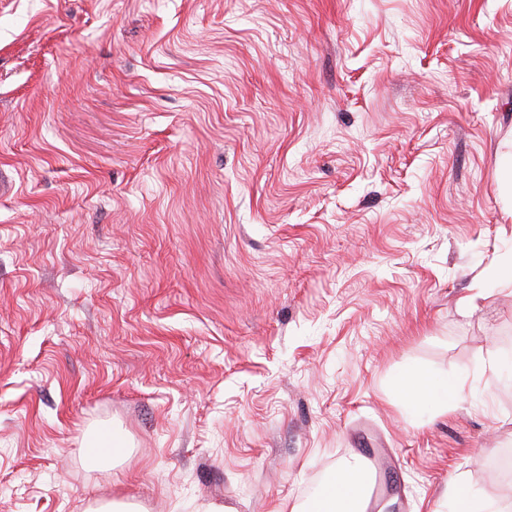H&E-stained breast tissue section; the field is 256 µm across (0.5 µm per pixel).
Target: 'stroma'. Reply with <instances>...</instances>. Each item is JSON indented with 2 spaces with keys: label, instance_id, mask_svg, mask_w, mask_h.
I'll list each match as a JSON object with an SVG mask.
<instances>
[{
  "label": "stroma",
  "instance_id": "obj_1",
  "mask_svg": "<svg viewBox=\"0 0 512 512\" xmlns=\"http://www.w3.org/2000/svg\"><path fill=\"white\" fill-rule=\"evenodd\" d=\"M507 156L512 0H0V512H512ZM401 394L405 400L412 401L430 396L433 383L423 373L410 372L401 379ZM94 442L90 445V443ZM91 448H94L92 453ZM90 465L100 471H108L112 461L124 458L127 452L124 438L111 428H102L93 434L82 448ZM360 452L363 456L360 475V482L364 483L362 497L366 511H370L387 490V469L390 463L381 448H360ZM355 467L347 466L336 469L334 481L327 487L325 491V500L329 507L325 504H315L313 508L316 510H304L299 507L292 506L291 512H320V511H336V512H354L357 510V502L355 498ZM448 499L453 503L451 512H498L494 505L488 503L481 507L484 511L475 510L473 501L460 485L449 490Z\"/></svg>",
  "mask_w": 512,
  "mask_h": 512
}]
</instances>
